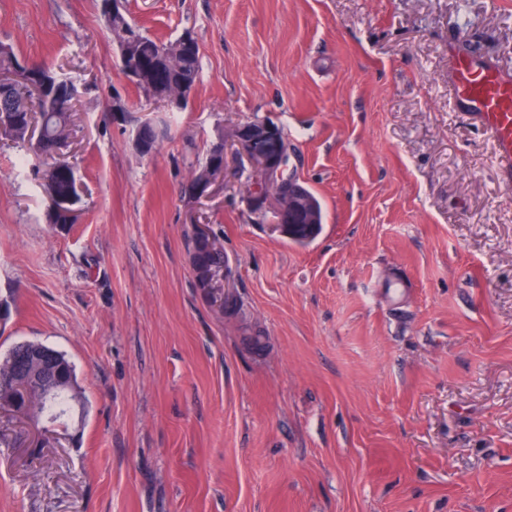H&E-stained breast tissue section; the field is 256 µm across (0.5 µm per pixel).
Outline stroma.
<instances>
[{
  "label": "stroma",
  "instance_id": "1",
  "mask_svg": "<svg viewBox=\"0 0 512 512\" xmlns=\"http://www.w3.org/2000/svg\"><path fill=\"white\" fill-rule=\"evenodd\" d=\"M126 7L197 38L186 109L125 80L99 0H0V41L77 87L86 187L52 229L45 158L0 141V356L65 354L84 403L41 448L0 412L22 438L0 444V512H512V187L448 102L450 53L512 78V0ZM266 117L325 208L304 244L251 213L234 152L223 190L184 200L216 128ZM200 221L263 351L195 286Z\"/></svg>",
  "mask_w": 512,
  "mask_h": 512
}]
</instances>
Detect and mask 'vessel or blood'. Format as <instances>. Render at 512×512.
Instances as JSON below:
<instances>
[{
  "mask_svg": "<svg viewBox=\"0 0 512 512\" xmlns=\"http://www.w3.org/2000/svg\"><path fill=\"white\" fill-rule=\"evenodd\" d=\"M448 94L457 112L494 141L497 167L512 183V79L494 65H476L460 55L448 60Z\"/></svg>",
  "mask_w": 512,
  "mask_h": 512,
  "instance_id": "1",
  "label": "vessel or blood"
}]
</instances>
